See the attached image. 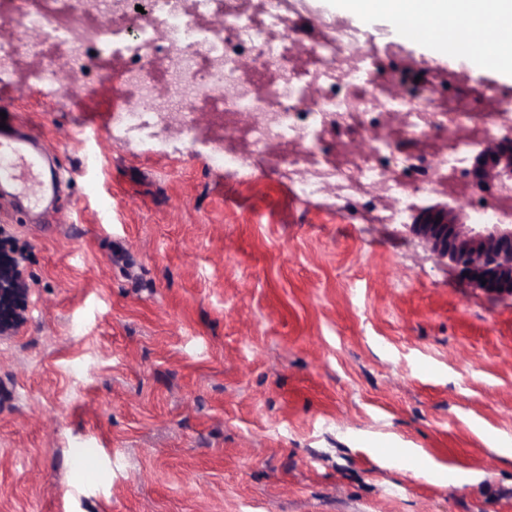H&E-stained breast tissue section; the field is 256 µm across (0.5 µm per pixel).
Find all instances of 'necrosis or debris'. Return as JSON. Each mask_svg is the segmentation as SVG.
Segmentation results:
<instances>
[{
    "instance_id": "1",
    "label": "necrosis or debris",
    "mask_w": 512,
    "mask_h": 512,
    "mask_svg": "<svg viewBox=\"0 0 512 512\" xmlns=\"http://www.w3.org/2000/svg\"><path fill=\"white\" fill-rule=\"evenodd\" d=\"M196 2L190 12L179 0H9L4 23L18 39L0 44V76L23 50L60 49L81 62L122 57L112 79L137 104L113 107V133L148 124L192 141L196 110L207 106L224 116L212 167L231 177H273L300 199L331 192L339 210L385 197L381 224L407 223L417 191H454L468 171L469 140L512 119V95L490 84L472 88L466 66L430 71L401 42L365 38L342 17H323L302 37L294 20L305 0ZM199 11L218 12V24L199 28ZM157 57L170 60L162 96L150 71ZM270 70L278 74L272 83ZM385 73L399 94L377 95ZM487 98L496 99L495 111L480 110ZM367 129L375 136L364 150L359 137ZM470 216L476 224L512 220V184L474 193Z\"/></svg>"
}]
</instances>
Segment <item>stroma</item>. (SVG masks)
I'll return each instance as SVG.
<instances>
[{"label": "stroma", "mask_w": 512, "mask_h": 512, "mask_svg": "<svg viewBox=\"0 0 512 512\" xmlns=\"http://www.w3.org/2000/svg\"><path fill=\"white\" fill-rule=\"evenodd\" d=\"M116 96L0 77L64 213L0 207V512H512V297L409 225L113 135ZM20 260L17 257H13L4 253L0 254V279L4 280L5 283L9 284V287L22 288L20 281L21 272L19 269ZM4 287V288H9Z\"/></svg>", "instance_id": "stroma-1"}]
</instances>
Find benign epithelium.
Instances as JSON below:
<instances>
[{"instance_id":"benign-epithelium-1","label":"benign epithelium","mask_w":512,"mask_h":512,"mask_svg":"<svg viewBox=\"0 0 512 512\" xmlns=\"http://www.w3.org/2000/svg\"><path fill=\"white\" fill-rule=\"evenodd\" d=\"M493 143L491 151L476 155L471 164L476 187L512 183V125H504ZM463 217L461 210L421 208L412 227L434 242L460 275L491 294L512 296V223L467 225Z\"/></svg>"}]
</instances>
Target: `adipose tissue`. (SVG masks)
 <instances>
[{
	"instance_id": "obj_1",
	"label": "adipose tissue",
	"mask_w": 512,
	"mask_h": 512,
	"mask_svg": "<svg viewBox=\"0 0 512 512\" xmlns=\"http://www.w3.org/2000/svg\"><path fill=\"white\" fill-rule=\"evenodd\" d=\"M336 9L365 22L411 18L439 30L438 42L452 57L461 52L465 31L483 29L486 43L474 68L481 71L491 63L512 72V0H336Z\"/></svg>"
}]
</instances>
